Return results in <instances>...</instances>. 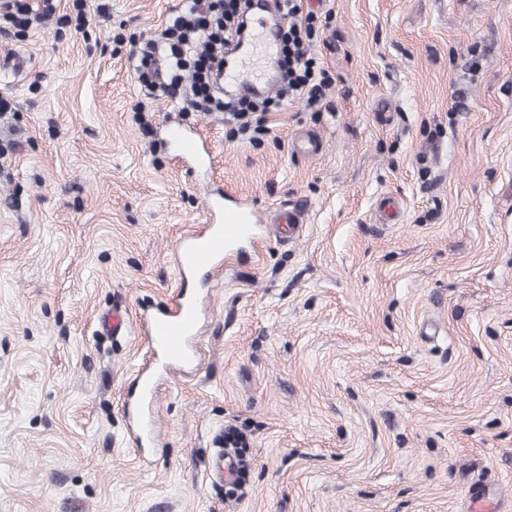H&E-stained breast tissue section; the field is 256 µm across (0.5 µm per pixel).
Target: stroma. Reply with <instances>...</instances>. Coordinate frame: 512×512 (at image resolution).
<instances>
[{
    "label": "stroma",
    "instance_id": "1",
    "mask_svg": "<svg viewBox=\"0 0 512 512\" xmlns=\"http://www.w3.org/2000/svg\"><path fill=\"white\" fill-rule=\"evenodd\" d=\"M181 5L87 0L84 31L0 32L22 65L0 72V512H468L480 487L512 512V0H304L333 84L256 142L177 97L135 121L113 36ZM169 120L207 142L205 168L176 158ZM218 189L302 208L305 233L200 267L195 363L159 374L143 455L139 317L181 293L176 245ZM115 307L129 328L101 335ZM228 427L239 494L209 473Z\"/></svg>",
    "mask_w": 512,
    "mask_h": 512
}]
</instances>
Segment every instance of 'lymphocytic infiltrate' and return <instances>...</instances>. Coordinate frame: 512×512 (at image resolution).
I'll use <instances>...</instances> for the list:
<instances>
[{
    "instance_id": "obj_1",
    "label": "lymphocytic infiltrate",
    "mask_w": 512,
    "mask_h": 512,
    "mask_svg": "<svg viewBox=\"0 0 512 512\" xmlns=\"http://www.w3.org/2000/svg\"><path fill=\"white\" fill-rule=\"evenodd\" d=\"M291 22L282 33L277 69L279 99L240 96L224 99L212 77L224 64V51L240 42L251 0H185L182 8L158 34L134 41L129 67L146 98L181 95L187 112H221L229 126L228 138L249 136L257 140L268 131V113L278 111L280 98L304 102L315 109L332 81L309 52L316 30L301 16L299 0H276ZM72 14L58 15L57 0H40L33 7L26 0H0V24L32 27L47 19L84 29L85 0H72Z\"/></svg>"
}]
</instances>
